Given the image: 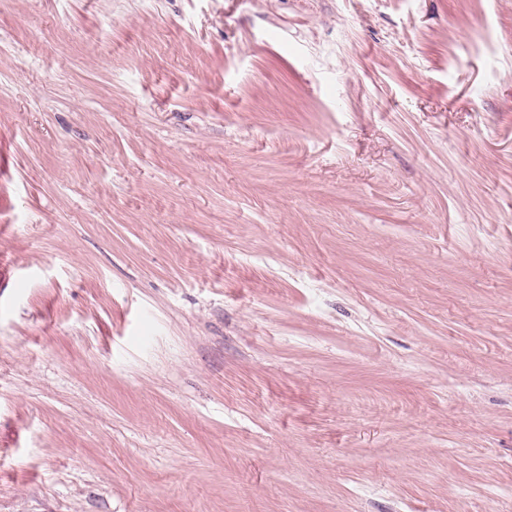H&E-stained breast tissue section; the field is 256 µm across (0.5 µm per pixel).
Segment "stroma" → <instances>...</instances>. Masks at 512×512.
<instances>
[{"label": "stroma", "mask_w": 512, "mask_h": 512, "mask_svg": "<svg viewBox=\"0 0 512 512\" xmlns=\"http://www.w3.org/2000/svg\"><path fill=\"white\" fill-rule=\"evenodd\" d=\"M0 512H512V0H0Z\"/></svg>", "instance_id": "stroma-1"}]
</instances>
